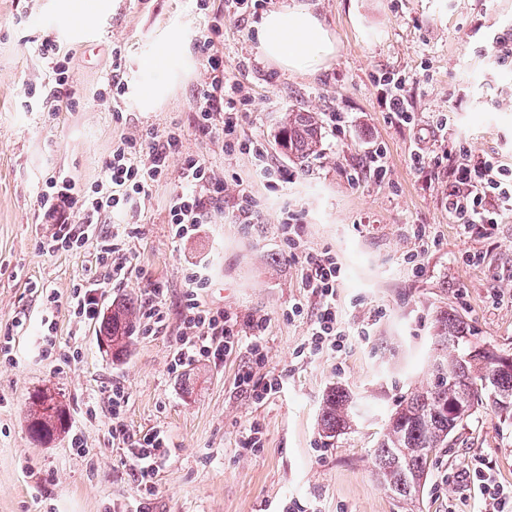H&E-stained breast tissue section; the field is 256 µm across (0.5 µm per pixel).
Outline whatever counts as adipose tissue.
<instances>
[{
    "label": "adipose tissue",
    "mask_w": 512,
    "mask_h": 512,
    "mask_svg": "<svg viewBox=\"0 0 512 512\" xmlns=\"http://www.w3.org/2000/svg\"><path fill=\"white\" fill-rule=\"evenodd\" d=\"M262 58L279 69L314 74L337 53V46L322 21L303 6L266 13L256 26Z\"/></svg>",
    "instance_id": "1"
}]
</instances>
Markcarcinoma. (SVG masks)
Wrapping results in <instances>:
<instances>
[{
  "instance_id": "cac0c4a2",
  "label": "carcinoma",
  "mask_w": 512,
  "mask_h": 512,
  "mask_svg": "<svg viewBox=\"0 0 512 512\" xmlns=\"http://www.w3.org/2000/svg\"><path fill=\"white\" fill-rule=\"evenodd\" d=\"M277 139L284 154L302 164L322 150V127L313 112H287ZM134 326V300L112 301L102 316L100 335L113 360L128 353ZM435 344L438 355L432 368L420 385L399 402L374 450L377 479L403 501L419 495L428 453L448 442V436L471 415L475 402L487 395L497 404L503 395L512 396V374L498 378L493 385H483L487 366L472 354L466 327L446 311L436 318ZM38 393L37 398L29 397L27 430L33 440L47 443L68 431L70 412L50 388ZM351 415L349 394L339 387L331 388L322 402V430L334 435L346 429Z\"/></svg>"
}]
</instances>
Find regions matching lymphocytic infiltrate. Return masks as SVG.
I'll return each mask as SVG.
<instances>
[{
	"label": "lymphocytic infiltrate",
	"mask_w": 512,
	"mask_h": 512,
	"mask_svg": "<svg viewBox=\"0 0 512 512\" xmlns=\"http://www.w3.org/2000/svg\"><path fill=\"white\" fill-rule=\"evenodd\" d=\"M222 36L223 26L217 22L196 39L195 48L205 71L196 93V129L204 136L222 135L225 153L251 155L268 181L284 179V171L270 163L264 143L245 140L240 135L249 99L243 84L224 70V56L216 47ZM181 148L182 135L176 129L169 130L160 140L151 132L125 135L113 145L102 164L101 178L93 185H79L67 176L49 177L38 194V203L43 220L55 226L49 239L51 247L68 251L95 248L103 258L112 259L113 275H121L127 261L124 239L116 231L102 232L100 225L107 217L127 221L138 201L166 178L167 160L177 153L182 156L184 188L170 200L167 221L174 228L175 239L195 235L200 225L208 223L212 205L223 202L224 179L203 159L182 155ZM451 175L454 185L448 193V212L464 227L493 224L501 214L512 212V185L495 176L490 161L467 155L464 162L452 168ZM300 270L304 288L322 303L311 325L310 350L342 351L349 332L336 307L343 280L341 264L327 251L307 253L302 257ZM191 283L193 288L184 301L188 333L176 345L172 367L202 360L219 363L225 356L243 349L261 355L266 329L263 320H255L245 329L235 314L202 308L198 292L207 283L197 277ZM108 400L112 435L125 445L136 481L149 495L155 494L154 479L166 458L165 440L158 432L138 436L123 425L121 416L127 403L124 386L113 385Z\"/></svg>",
	"instance_id": "obj_1"
}]
</instances>
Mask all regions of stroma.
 Returning <instances> with one entry per match:
<instances>
[{"mask_svg": "<svg viewBox=\"0 0 512 512\" xmlns=\"http://www.w3.org/2000/svg\"><path fill=\"white\" fill-rule=\"evenodd\" d=\"M223 2L201 10L195 0H0V337L12 338L10 356L0 355V512H132L145 490L112 437L107 395L115 383L128 395L125 426L166 438L154 512H283L289 505L306 512H481L466 473L488 467L512 488V408L488 398L475 407L447 447L432 452L413 510L378 482L374 450L397 402L430 367L438 311L462 320L474 344L512 354V213L460 229L445 204L447 166L411 161L422 146L456 164L465 147L512 170V53L501 49L512 45V0H264L265 12L304 4L330 30L339 51L313 76L261 59L257 15L225 19L218 49L252 100L241 134L263 141L270 162L288 175L273 188L249 155H225L220 136H199L195 127L204 74L194 43ZM70 4L83 12L79 28L96 38L94 47L68 35ZM48 35L71 51L69 85L79 103L69 111H48L37 99L56 87L38 53ZM172 40L182 52L166 67L162 95L145 106L142 63ZM116 47L128 83L119 122L102 99ZM393 74L404 78L414 112L407 125L391 123L380 102L381 80ZM291 110L342 112L347 121L323 124L321 153L300 165L273 139ZM175 127L181 154L204 159L226 181L224 206L209 224L191 238L173 237L167 209L183 187L175 155L127 227L124 277H113L95 250L42 248L52 227L40 223L36 199L48 177L61 172L90 185L121 135L149 130L161 137ZM373 144L385 151V179L351 183ZM242 187L258 203L250 224L232 215ZM290 211L303 217L295 249L280 231ZM421 224L430 237L414 236ZM326 250L344 269L337 305L351 336L345 350L315 354L306 345L319 304L303 288L300 261ZM411 254L421 271L408 263ZM472 254L479 263L469 262ZM193 274L208 283L199 294L205 308L233 311L243 323L265 319L262 363L242 350L217 365L171 371ZM152 283L165 290L166 330L148 336L136 329L127 356L112 361L100 346L99 322L72 315L74 286L97 285L106 307L125 297L144 302ZM46 290L56 303L45 305ZM298 301L303 316L288 319ZM20 315L26 322L18 327ZM49 330L57 342L51 356L42 341ZM247 370L258 380L277 379L278 393L253 398L239 385ZM334 385L349 392L355 415L349 430L328 438L319 414ZM46 386L61 393L71 421L67 434L39 444L27 432L25 407ZM254 426L258 448L246 445ZM76 433L87 455L73 452Z\"/></svg>", "mask_w": 512, "mask_h": 512, "instance_id": "35a3bbf8", "label": "stroma"}]
</instances>
